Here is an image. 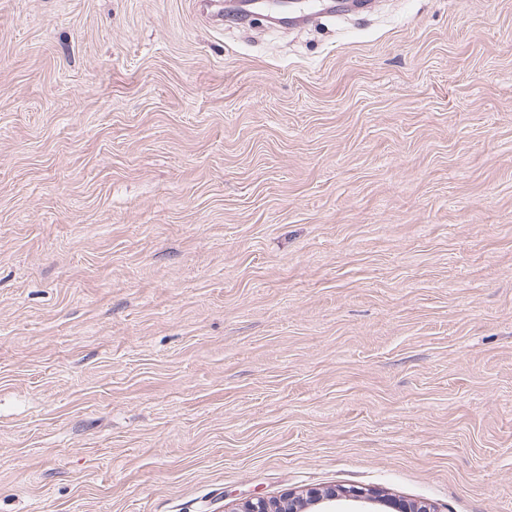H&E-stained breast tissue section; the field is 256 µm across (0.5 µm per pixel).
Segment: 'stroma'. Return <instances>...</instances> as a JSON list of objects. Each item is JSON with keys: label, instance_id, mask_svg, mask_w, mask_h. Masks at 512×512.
Wrapping results in <instances>:
<instances>
[{"label": "stroma", "instance_id": "obj_1", "mask_svg": "<svg viewBox=\"0 0 512 512\" xmlns=\"http://www.w3.org/2000/svg\"><path fill=\"white\" fill-rule=\"evenodd\" d=\"M223 5L0 0V512H512V0ZM339 501L368 503L391 509L373 512H438L429 502L389 497L378 490L356 486L343 488L339 492L336 489L312 488L304 494H288L282 499L250 497L233 512H343L336 510V502Z\"/></svg>", "mask_w": 512, "mask_h": 512}]
</instances>
